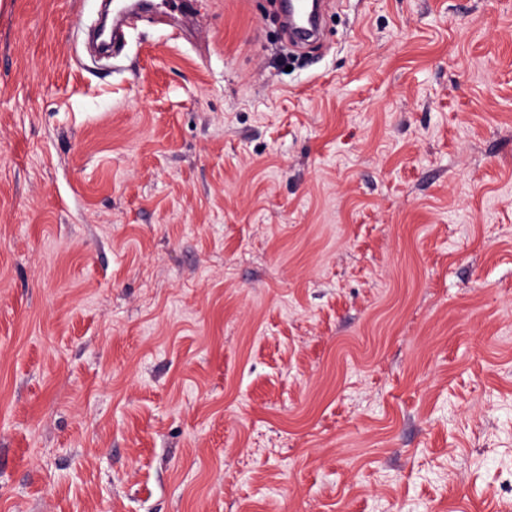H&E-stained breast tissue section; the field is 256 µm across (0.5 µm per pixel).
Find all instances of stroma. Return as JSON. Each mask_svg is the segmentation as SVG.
<instances>
[{
  "mask_svg": "<svg viewBox=\"0 0 512 512\" xmlns=\"http://www.w3.org/2000/svg\"><path fill=\"white\" fill-rule=\"evenodd\" d=\"M0 0V512H512V0ZM304 12L301 4L296 0H284L281 3L282 22L288 31L289 39L296 45L307 42L319 34L323 13V2L318 1V8L313 18L308 22H301L300 16Z\"/></svg>",
  "mask_w": 512,
  "mask_h": 512,
  "instance_id": "35a3bbf8",
  "label": "stroma"
}]
</instances>
